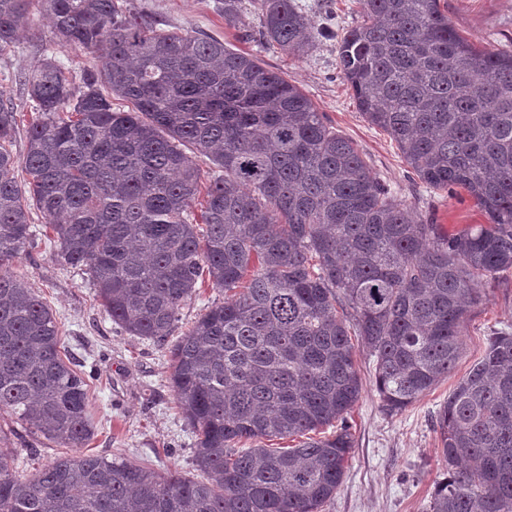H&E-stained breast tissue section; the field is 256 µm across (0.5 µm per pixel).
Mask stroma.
Returning a JSON list of instances; mask_svg holds the SVG:
<instances>
[{"mask_svg":"<svg viewBox=\"0 0 512 512\" xmlns=\"http://www.w3.org/2000/svg\"><path fill=\"white\" fill-rule=\"evenodd\" d=\"M319 23L337 30L354 24L355 0H297ZM133 12L166 31H198L220 39L239 52L255 53L268 69L296 84L336 131L358 147L372 174L389 185L396 202L413 207L446 232L461 230L484 218L466 193L451 196L423 184L406 165L396 144L359 112L352 92L336 70V41L326 37L308 56L252 41L259 19L255 8L244 10L233 26L224 22V0H128ZM450 25L480 48L512 50V0H440ZM51 28L38 12L20 41L0 52V98L17 112L10 145L16 157L27 149V129L36 113L23 76L43 59L55 57L69 75L81 78L96 59L75 46L51 44ZM46 218L31 213L38 247L11 267L38 291L58 321L61 339L76 359V369L89 385L95 433L86 450L120 456L155 470L196 477L194 437L179 414L167 382L169 344L128 335L103 311L82 270L64 267L53 257L45 237ZM482 303L465 327L464 351L455 369L430 393L400 413L381 408L373 385L374 364L368 350L357 346L355 367L362 379L359 400L346 417L353 446L342 484L322 512H427L448 476V463L438 453V412L459 380L479 359L493 331L512 328V272L480 283ZM0 446L16 449L18 470L31 474L63 453L62 448L8 418H0ZM37 456H30V449Z\"/></svg>","mask_w":512,"mask_h":512,"instance_id":"35a3bbf8","label":"stroma"}]
</instances>
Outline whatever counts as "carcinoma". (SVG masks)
Here are the masks:
<instances>
[{"instance_id": "cac0c4a2", "label": "carcinoma", "mask_w": 512, "mask_h": 512, "mask_svg": "<svg viewBox=\"0 0 512 512\" xmlns=\"http://www.w3.org/2000/svg\"><path fill=\"white\" fill-rule=\"evenodd\" d=\"M52 41L97 55L77 85L45 58L25 77L36 119L8 149L0 101V414L60 448L94 434L88 384L55 314L10 263L47 219L56 260L88 275L112 322L165 343L208 277L224 293L171 349L169 384L200 478L99 454L31 475L0 448V512H320L353 446L342 427L375 358L399 413L456 367L478 282L512 270V51L479 48L440 0H358L336 68L372 125L434 189L462 188L486 223L448 234L391 197L295 84L223 41L162 31L119 0H37ZM31 0H0V52ZM259 42L307 56L325 28L296 0H252ZM243 0H224L238 22ZM218 169L202 186L188 151ZM29 176L18 180L16 171ZM448 479L429 512H512V332L496 331L439 414ZM304 436L280 450L242 441Z\"/></svg>"}]
</instances>
